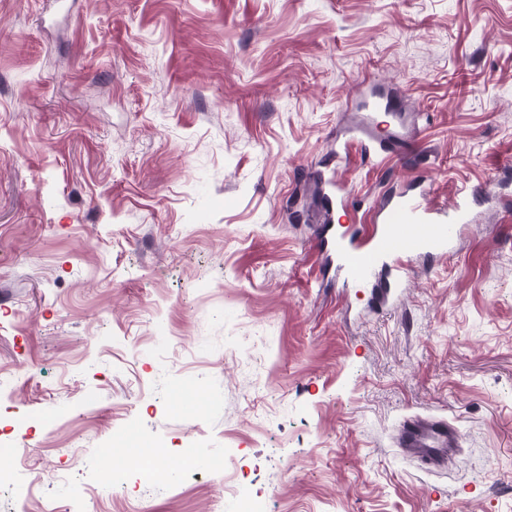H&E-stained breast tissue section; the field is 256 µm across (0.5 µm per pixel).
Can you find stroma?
I'll use <instances>...</instances> for the list:
<instances>
[{"instance_id":"obj_1","label":"stroma","mask_w":512,"mask_h":512,"mask_svg":"<svg viewBox=\"0 0 512 512\" xmlns=\"http://www.w3.org/2000/svg\"><path fill=\"white\" fill-rule=\"evenodd\" d=\"M366 84L386 167L336 156ZM421 180L480 192L453 250L324 287V226ZM0 377V512H512V0H0ZM127 426L195 462L124 491ZM454 435L453 428L445 422L426 424L417 418H408L400 427L404 447L427 465H439L444 461Z\"/></svg>"}]
</instances>
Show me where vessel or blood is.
Instances as JSON below:
<instances>
[{
    "instance_id": "1",
    "label": "vessel or blood",
    "mask_w": 512,
    "mask_h": 512,
    "mask_svg": "<svg viewBox=\"0 0 512 512\" xmlns=\"http://www.w3.org/2000/svg\"><path fill=\"white\" fill-rule=\"evenodd\" d=\"M471 196L460 190L452 205L433 203L424 189L390 192L381 205L371 206L367 225L341 226L335 235L323 237L320 245L336 257V267L352 283L374 281V308L399 295L404 284V260L420 255L447 254L462 225L471 221ZM404 447L422 462L444 461L454 440L452 427L444 422L404 420L400 427Z\"/></svg>"
}]
</instances>
